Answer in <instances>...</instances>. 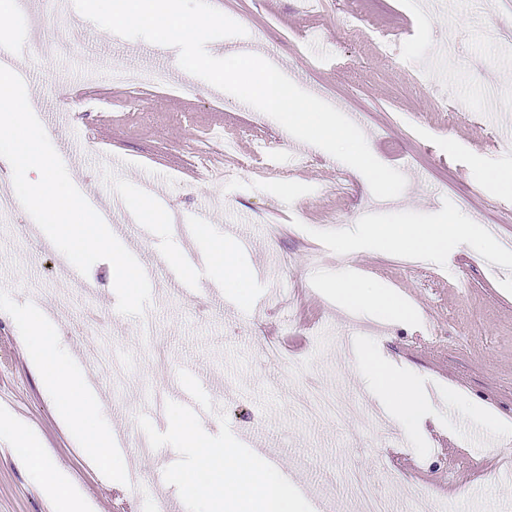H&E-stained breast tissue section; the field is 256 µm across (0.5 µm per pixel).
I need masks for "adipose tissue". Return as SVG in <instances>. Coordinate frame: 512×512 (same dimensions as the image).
I'll use <instances>...</instances> for the list:
<instances>
[{
	"instance_id": "adipose-tissue-1",
	"label": "adipose tissue",
	"mask_w": 512,
	"mask_h": 512,
	"mask_svg": "<svg viewBox=\"0 0 512 512\" xmlns=\"http://www.w3.org/2000/svg\"><path fill=\"white\" fill-rule=\"evenodd\" d=\"M490 258L512 263V253L499 250L480 225L461 211L441 216L427 215L410 222L353 224L337 230L336 246L342 250L402 252L434 264L448 259V249L460 238ZM212 277L242 305L255 297V277L241 261L236 248L220 238L202 234ZM324 293L341 310L357 317L387 323H411L415 311L393 289L380 281H368L349 268L322 276ZM29 363L37 372L43 390L55 401L58 417L67 429L82 439L86 457L106 472L112 482L126 483L127 462L113 451L114 438L102 421L103 406L87 389L84 374L60 348L53 325L33 308L11 311ZM353 357L364 389L406 430L416 429L428 411L418 373L393 358L369 336L352 339ZM172 442L189 456L187 466L172 479L191 499L196 512H308L305 499L281 469L243 453L234 439L218 442L205 421L170 408L167 415ZM0 436L7 437L12 454L25 466L30 480L50 495L55 512H94V503L76 478L48 466V450L42 438L27 423L0 413Z\"/></svg>"
}]
</instances>
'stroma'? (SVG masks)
Listing matches in <instances>:
<instances>
[{
  "mask_svg": "<svg viewBox=\"0 0 512 512\" xmlns=\"http://www.w3.org/2000/svg\"><path fill=\"white\" fill-rule=\"evenodd\" d=\"M305 2L210 0L247 23L243 49L279 62L301 89L340 112L361 114L372 153L407 180L395 201L375 197L320 149L310 148L306 166H297L292 135L270 116L179 71L158 45L78 23L73 7L59 15L44 0H17L13 34L25 84L43 104L38 119L52 145L71 144L84 158L81 169L69 172L76 188L103 201L131 186L149 188L175 221L189 224L206 211L208 228L220 236L227 225H239L255 240L241 257L259 272V294L278 288L279 304L267 311L260 301L248 310L224 297L208 306L192 301L156 258L163 241L138 239L132 226L123 243L148 270L151 299L142 316L122 315L107 262L91 267L94 292L80 291L63 256L21 207L11 223H0V301L27 307L32 290H40L57 311L65 350L84 357L114 346L129 354L133 363L120 388L108 377L100 384L106 425L133 445L165 434L141 420L142 394L190 364L212 383V432L228 431L245 453L279 456L309 512H341L352 469L374 481L391 472L399 512H410L427 495L437 497L439 512H512V434L470 419L435 392L437 384L452 385L512 420V266L461 243L447 267L422 261L404 268L393 253L337 250L323 233L359 223L368 212L412 218L448 208L494 226L495 240L512 244V201L485 189L474 170L483 158L512 168V43L484 36L490 27L512 33V8L502 0H318L309 11ZM91 50L108 64L166 68L179 78L168 88L141 91L101 79L96 94L84 97ZM65 83L79 99L61 96ZM60 108L82 113L87 125L111 139L122 167H99L83 132L55 127ZM461 109L462 119L456 116ZM258 140L267 145L264 153L254 151ZM450 140L457 150H447ZM336 266L388 283L433 327L429 334L403 325L377 331L434 393L442 426L429 428L425 453H416L411 439L362 393L341 343L359 330L317 281L319 272ZM98 305L107 323L102 331L84 316ZM277 328L288 341L273 358L265 343ZM309 385L350 401L352 413L313 420L296 405ZM1 409L41 433L49 464L70 470L98 512H120L111 480L58 422L2 310ZM48 503L0 441V512H45Z\"/></svg>",
  "mask_w": 512,
  "mask_h": 512,
  "instance_id": "stroma-1",
  "label": "stroma"
}]
</instances>
